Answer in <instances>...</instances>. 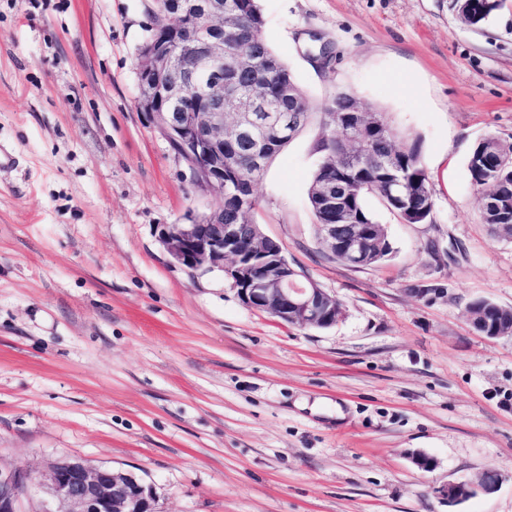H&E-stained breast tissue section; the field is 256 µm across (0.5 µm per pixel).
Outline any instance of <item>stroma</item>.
<instances>
[{
	"mask_svg": "<svg viewBox=\"0 0 512 512\" xmlns=\"http://www.w3.org/2000/svg\"><path fill=\"white\" fill-rule=\"evenodd\" d=\"M259 4L314 111L348 91L421 137L430 219L369 198L390 254L333 258L307 199L314 114L253 218L341 316L302 328L248 308L158 238L222 199L136 105L155 0H0V146L17 159L0 170V469L22 476V512L64 455L142 477L158 512H512V337L467 313L512 307V239L468 171L486 136L512 143V0L477 27L455 0ZM489 469L494 494L436 493ZM468 315L472 328L489 338L512 337V309L487 300L470 304Z\"/></svg>",
	"mask_w": 512,
	"mask_h": 512,
	"instance_id": "1",
	"label": "stroma"
}]
</instances>
